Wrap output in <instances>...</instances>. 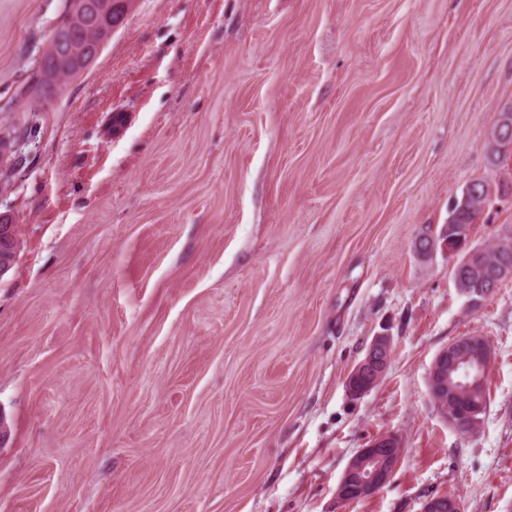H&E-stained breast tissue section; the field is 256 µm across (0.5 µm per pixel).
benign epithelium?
I'll list each match as a JSON object with an SVG mask.
<instances>
[{
    "label": "benign epithelium",
    "mask_w": 512,
    "mask_h": 512,
    "mask_svg": "<svg viewBox=\"0 0 512 512\" xmlns=\"http://www.w3.org/2000/svg\"><path fill=\"white\" fill-rule=\"evenodd\" d=\"M65 26L72 30L93 29L96 41L83 49L79 64L73 69L75 73H83L84 67L96 59L102 52L114 31L112 21V0H85L82 4H74L69 10ZM18 144L14 136L0 134V171L7 172L16 164L19 157ZM20 240L17 225L7 213L0 214V278L7 274L17 257ZM469 271V277L480 278L498 286L501 282L512 278V264L508 259L494 268H486L478 250L470 251L465 258L455 264V271ZM472 336H459L448 343L441 355L433 360L427 384L434 385L443 380L448 352L462 348L471 343ZM390 357V338L379 335L369 345L364 358L357 364L348 378L349 389L354 394L371 391L384 374ZM403 448L400 440L393 435H383L373 440L367 447L361 448L351 458L344 470L338 490V498L352 501L374 493L383 487L392 476L401 459ZM422 512H463L462 501L454 495H441L427 500Z\"/></svg>",
    "instance_id": "benign-epithelium-1"
}]
</instances>
